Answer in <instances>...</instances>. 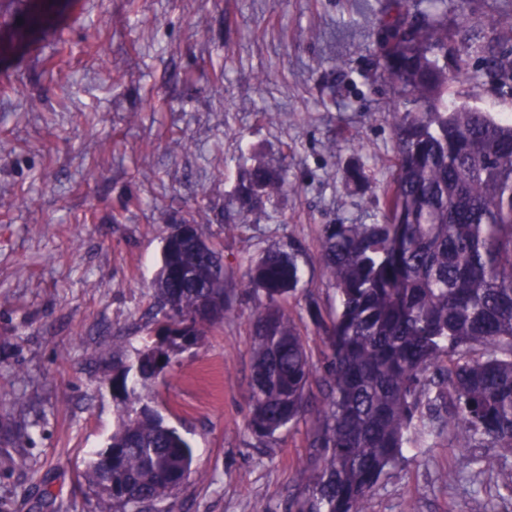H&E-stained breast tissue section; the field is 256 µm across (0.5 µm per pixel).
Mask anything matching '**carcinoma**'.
Returning <instances> with one entry per match:
<instances>
[{
    "instance_id": "1",
    "label": "carcinoma",
    "mask_w": 512,
    "mask_h": 512,
    "mask_svg": "<svg viewBox=\"0 0 512 512\" xmlns=\"http://www.w3.org/2000/svg\"><path fill=\"white\" fill-rule=\"evenodd\" d=\"M413 0L380 19L378 64L401 106L393 112L396 162L382 224H325L316 259L338 295L324 319L308 314L329 351L318 375L303 329L288 311L300 275L298 249L272 248L254 261L247 285L257 298L249 430L259 438L296 423L312 387L308 442L314 464L288 512H365V503L409 440L434 430L461 448L512 453V119L465 103L448 106L450 85L479 77L512 93V16L471 41L448 22L447 0ZM24 28L0 34V57L23 47L57 0H30ZM288 186L277 167L257 164L240 177L229 221ZM164 239L151 284L153 319L167 334L144 340L130 364L112 360L116 424L83 478L99 512H161L191 475L193 450L144 402L177 354L197 344L234 310L232 276L202 225Z\"/></svg>"
}]
</instances>
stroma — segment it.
<instances>
[{
  "label": "stroma",
  "instance_id": "stroma-1",
  "mask_svg": "<svg viewBox=\"0 0 512 512\" xmlns=\"http://www.w3.org/2000/svg\"><path fill=\"white\" fill-rule=\"evenodd\" d=\"M393 0H63L36 42L0 59V512H98L81 473L115 426L112 361L155 327L149 288L174 220L202 224L232 273L235 310L180 353L151 405L193 448L169 512H286L311 465L305 417L256 437L251 261L300 246L288 310L317 368L307 314L336 290L316 262L323 225L379 224L397 103L376 65ZM512 0H448L488 31ZM65 48L70 64L51 69ZM344 67H337V60ZM288 171L287 192L229 227L246 168ZM361 177L349 178L352 170ZM480 448L432 433L409 445L366 512H512ZM457 471L456 481L442 479Z\"/></svg>",
  "mask_w": 512,
  "mask_h": 512
}]
</instances>
